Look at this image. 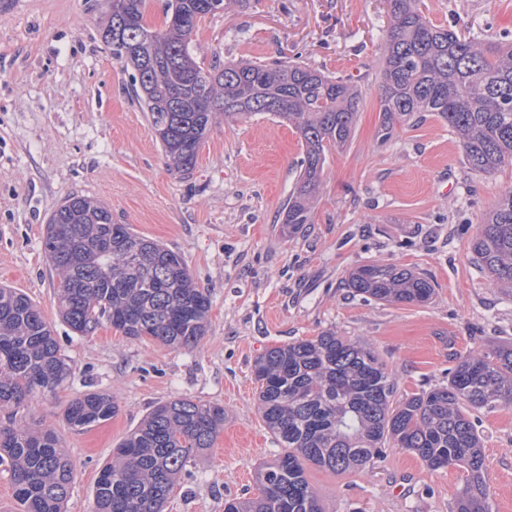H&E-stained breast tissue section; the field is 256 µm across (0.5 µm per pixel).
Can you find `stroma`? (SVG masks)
<instances>
[{
    "label": "stroma",
    "mask_w": 512,
    "mask_h": 512,
    "mask_svg": "<svg viewBox=\"0 0 512 512\" xmlns=\"http://www.w3.org/2000/svg\"><path fill=\"white\" fill-rule=\"evenodd\" d=\"M437 25L480 39L512 33V0H424ZM106 0H0V285L37 303L72 364L31 411L60 437L74 469L67 512H91L102 466L157 404L189 398L224 408L214 448L188 464L164 512H224L255 496L256 471L281 447L258 411L254 364L268 348L326 330L363 340L386 364L397 399L447 384L468 350L512 345V297L471 259L483 214L512 166L477 173L447 123L416 115L385 131L380 64L384 0H229L189 49L198 63L290 61L351 78L364 103L354 137L330 153L311 223L285 229L282 208L303 156L295 129L261 113L216 122L195 169L167 163L129 69L104 44ZM178 253L211 299L207 331L189 349L127 340L110 325L75 334L54 302L43 245L49 215L71 195ZM394 263L435 285L424 305L377 301L348 288L357 266ZM116 397L112 419L65 423L68 401ZM495 512H512V404L473 411ZM324 512H455L463 475L383 449L365 467H308Z\"/></svg>",
    "instance_id": "stroma-1"
}]
</instances>
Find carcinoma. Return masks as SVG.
<instances>
[{
  "label": "carcinoma",
  "instance_id": "cac0c4a2",
  "mask_svg": "<svg viewBox=\"0 0 512 512\" xmlns=\"http://www.w3.org/2000/svg\"><path fill=\"white\" fill-rule=\"evenodd\" d=\"M209 0H167L151 29L145 0H112L103 39L133 70L168 165L188 174L215 119L268 112L296 129L304 157L282 210L291 229L310 224L327 155L351 142L362 93L351 79L298 63L226 62L207 69L186 51ZM387 50L380 68L386 130L432 112L458 137L469 168L512 165V42L481 41L432 23L422 0H386ZM44 247L57 276L59 313L86 335L106 322L130 340L181 349L205 335L209 294L194 285L183 258L112 220L105 204L68 197L49 216ZM471 250L491 287L512 296V186L482 218ZM347 286L377 301L425 304L434 283L393 264L356 267ZM71 372L41 309L0 286V461L9 465L21 512H65L74 480L59 436L30 412L38 392H55ZM259 413L284 451L259 477L258 494L232 499L234 512H323L306 465L346 472L382 448H404L432 470L456 466L464 481L456 512H493L481 436L471 412L512 403V346L460 357L448 384L393 406L395 383L374 349L334 332L274 346L255 362ZM117 400L89 392L71 400L64 420L82 431L111 419ZM224 407L190 399L156 406L113 452L99 474L93 512H163L187 463L214 447Z\"/></svg>",
  "mask_w": 512,
  "mask_h": 512
}]
</instances>
